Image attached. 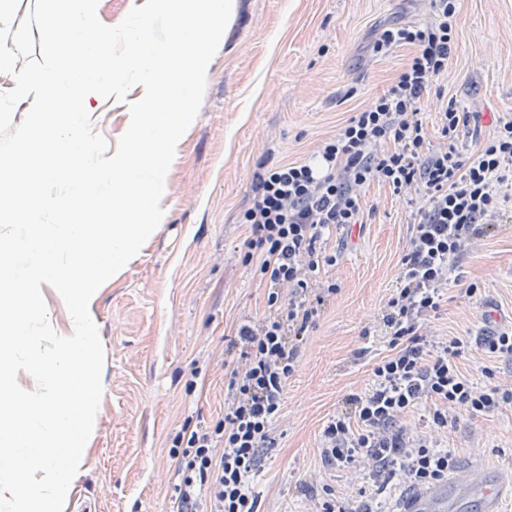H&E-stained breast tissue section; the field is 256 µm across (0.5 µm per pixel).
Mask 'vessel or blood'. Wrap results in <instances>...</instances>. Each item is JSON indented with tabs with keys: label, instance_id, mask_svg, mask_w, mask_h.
I'll return each instance as SVG.
<instances>
[{
	"label": "vessel or blood",
	"instance_id": "obj_1",
	"mask_svg": "<svg viewBox=\"0 0 512 512\" xmlns=\"http://www.w3.org/2000/svg\"><path fill=\"white\" fill-rule=\"evenodd\" d=\"M508 489L512 481L493 471L463 468L417 493L403 512H499L500 495Z\"/></svg>",
	"mask_w": 512,
	"mask_h": 512
}]
</instances>
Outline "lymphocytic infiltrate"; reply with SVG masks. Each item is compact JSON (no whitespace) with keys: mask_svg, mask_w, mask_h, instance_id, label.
Returning <instances> with one entry per match:
<instances>
[{"mask_svg":"<svg viewBox=\"0 0 512 512\" xmlns=\"http://www.w3.org/2000/svg\"><path fill=\"white\" fill-rule=\"evenodd\" d=\"M459 0H434L423 26L384 29L373 52L408 46L412 55L388 89L350 117L304 161L265 154L237 215L250 230L243 256L267 290L269 312L232 330L235 360L225 363L224 412L212 425H183L173 451L179 482L176 512H259L254 490L261 453L275 447L284 392L301 345L326 302L337 293L321 270L335 263L324 247L333 230L363 223L362 190L380 182L418 195L413 231L400 259L399 286L389 297L381 331L387 353L371 369L372 385L345 398L344 411L321 434L327 466L371 465L377 492L391 482L425 486L448 478L452 454L432 437L415 434L406 419L428 409L434 433L456 428L461 415L490 417L512 403V387L471 381L459 359L470 337L433 340L453 260L485 237L492 221L512 212V119L482 136L478 113L455 99L439 113L440 147H432L420 102L448 73L455 49ZM316 512H374L365 490L346 497L324 483L314 490Z\"/></svg>","mask_w":512,"mask_h":512,"instance_id":"1","label":"lymphocytic infiltrate"}]
</instances>
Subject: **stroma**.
I'll return each instance as SVG.
<instances>
[{"instance_id": "1", "label": "stroma", "mask_w": 512, "mask_h": 512, "mask_svg": "<svg viewBox=\"0 0 512 512\" xmlns=\"http://www.w3.org/2000/svg\"><path fill=\"white\" fill-rule=\"evenodd\" d=\"M457 52L442 94L479 113L482 135L512 118V0H460ZM433 0H232L229 23L206 69L199 113L180 140L160 203L163 219L141 250L103 284L89 310L104 348L103 396L64 512H170L174 439L184 422L221 416L225 338L243 318L268 312V290L242 262L247 225L236 215L257 159L312 154L354 108L382 95L411 53L372 56L382 26L425 24ZM354 97H346L347 89ZM99 99L98 134L116 147L130 102ZM367 222L329 236L326 277L338 288L305 341L276 424V448L258 463L261 512H312V477L344 493L368 474L324 466L320 436L348 394L364 391L386 353L378 336L412 232L411 209L388 186L362 193ZM430 326L438 340H480L489 309L512 314V217L456 261ZM476 286V295L466 292ZM370 338H362V331ZM367 357L356 358L360 347ZM453 465L512 475V409L461 416L440 438Z\"/></svg>"}]
</instances>
